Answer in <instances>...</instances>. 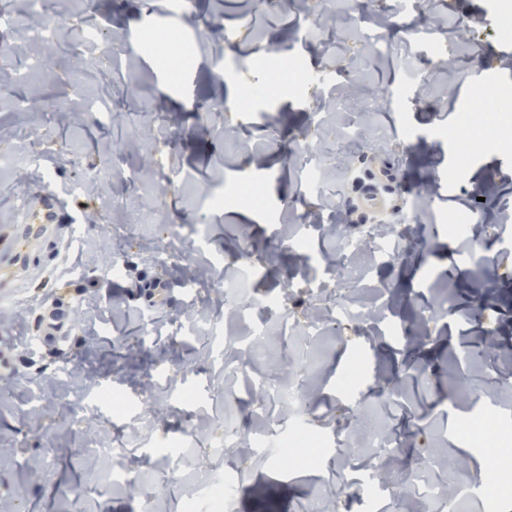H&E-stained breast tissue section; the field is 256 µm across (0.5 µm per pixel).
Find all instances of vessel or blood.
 I'll list each match as a JSON object with an SVG mask.
<instances>
[{"mask_svg":"<svg viewBox=\"0 0 512 512\" xmlns=\"http://www.w3.org/2000/svg\"><path fill=\"white\" fill-rule=\"evenodd\" d=\"M63 205L59 194L46 183L29 196L26 224L20 226L11 241L0 244V288L12 287L9 273L15 265L27 262L32 241H40L55 255L70 248L73 235L60 232L56 219ZM67 309V303L59 296L45 307L37 328L42 345L65 339L68 333L65 320Z\"/></svg>","mask_w":512,"mask_h":512,"instance_id":"vessel-or-blood-1","label":"vessel or blood"}]
</instances>
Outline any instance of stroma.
I'll use <instances>...</instances> for the list:
<instances>
[{
	"label": "stroma",
	"instance_id": "35a3bbf8",
	"mask_svg": "<svg viewBox=\"0 0 512 512\" xmlns=\"http://www.w3.org/2000/svg\"><path fill=\"white\" fill-rule=\"evenodd\" d=\"M170 3L43 0L46 45L27 0H0L15 20L0 36V238L37 178L79 227L55 270L30 260L0 299V512H188L224 473L235 512H415L419 459L444 512H490L484 486L512 497V148L494 145L512 136V0H413L420 35L399 59L366 40L391 30V0ZM321 12L339 26L304 35ZM150 27L216 40L175 82L141 40ZM273 48L282 63L258 66ZM322 144L309 177L303 150ZM372 225L407 232L408 252L366 249ZM205 270L293 306L195 299ZM154 280L162 295L145 292ZM340 291L370 317H337ZM61 293L71 337L44 349L37 320ZM290 382L318 459L223 449L228 415L246 433L293 429ZM365 415L383 446L354 447ZM459 461L474 486L457 488Z\"/></svg>",
	"mask_w": 512,
	"mask_h": 512
}]
</instances>
